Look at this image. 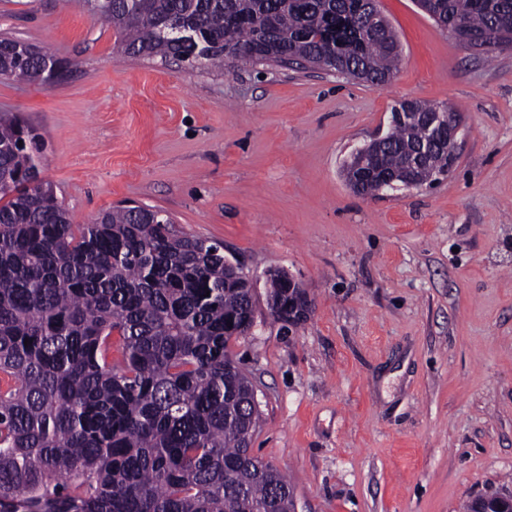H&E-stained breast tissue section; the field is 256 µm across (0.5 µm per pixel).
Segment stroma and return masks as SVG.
I'll return each mask as SVG.
<instances>
[{
    "label": "stroma",
    "instance_id": "stroma-1",
    "mask_svg": "<svg viewBox=\"0 0 512 512\" xmlns=\"http://www.w3.org/2000/svg\"><path fill=\"white\" fill-rule=\"evenodd\" d=\"M379 6L402 48L384 87L132 58L78 0H0V35L76 62L48 87L0 79V112L38 130L71 223L161 210L256 278L257 326L231 352L257 394L252 448L287 475L294 512L512 494V49L466 50L414 0ZM413 98L461 106L454 166L354 194L344 161ZM271 269L307 295L295 328L267 313Z\"/></svg>",
    "mask_w": 512,
    "mask_h": 512
}]
</instances>
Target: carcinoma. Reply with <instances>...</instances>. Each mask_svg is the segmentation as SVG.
Here are the masks:
<instances>
[{
  "instance_id": "cac0c4a2",
  "label": "carcinoma",
  "mask_w": 512,
  "mask_h": 512,
  "mask_svg": "<svg viewBox=\"0 0 512 512\" xmlns=\"http://www.w3.org/2000/svg\"><path fill=\"white\" fill-rule=\"evenodd\" d=\"M130 56L190 69L269 65L289 55L373 86L402 50L373 27L370 0H86ZM440 28L494 39L512 0H420ZM70 62L0 39V78L42 86ZM410 112L459 114L407 99ZM0 113V512H293L288 479L252 452L253 384L224 334L250 307L224 269V247L180 234L142 206L73 224L53 186L27 185L42 141ZM419 124L353 153L343 175L357 195L395 174L421 185L455 157L424 159Z\"/></svg>"
}]
</instances>
